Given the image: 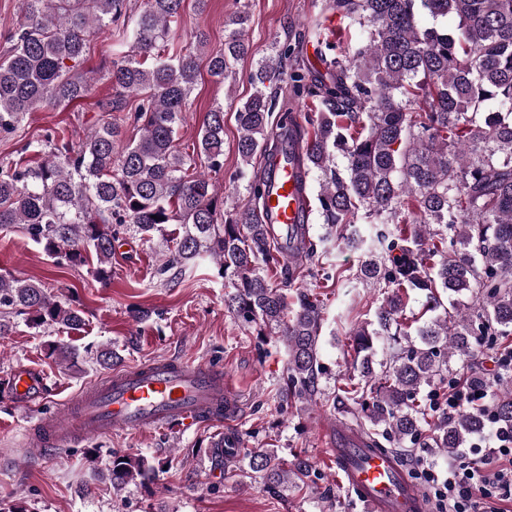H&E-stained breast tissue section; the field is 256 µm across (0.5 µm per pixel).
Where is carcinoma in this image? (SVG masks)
<instances>
[{"mask_svg":"<svg viewBox=\"0 0 512 512\" xmlns=\"http://www.w3.org/2000/svg\"><path fill=\"white\" fill-rule=\"evenodd\" d=\"M185 0H21L10 52L0 58V133L13 134L27 113L86 97L92 78L80 70L87 42L104 31L128 42L112 62L114 94L99 104L98 127L79 140L52 130L25 145L41 157L0 166V227L20 224L45 253L71 266L96 257L104 283L119 235H155L171 243L164 275L207 256L231 292L225 307L241 323L275 330L288 351L279 381L284 400H310L322 373L324 303L303 289L287 293L293 272L284 246L260 219L264 177L248 181L250 199L224 213L217 180L224 173V107L209 112L192 150L179 148L177 130L201 65L219 83L236 77L249 53L243 32L249 15L225 23L224 43L172 52V26ZM324 9L354 27L347 51L336 56L329 82L307 69L288 74L292 96L312 100L306 125L273 94L288 45L250 73L252 93L235 112L239 176L259 155H273L292 131L305 139L300 164L318 180L323 234L319 242L298 224L310 264L346 224H378L376 239L392 252L388 264L368 262L353 274L381 288L374 320L351 332L353 365L362 382L348 383L333 409L354 415L356 427L382 448L395 437L411 448L453 452L483 429L477 413L426 423V388L448 380L449 360L468 356L480 336L512 335V0H325ZM452 17L456 26L437 24ZM136 95L138 141L122 139L112 113ZM426 107L416 112V100ZM283 275L272 282L268 271ZM422 297L416 340L405 331L410 296ZM0 310L32 328L78 331L85 312L47 294L39 282L0 274ZM499 424L512 427V377L501 380L494 404ZM224 464L247 462L277 493L288 480L305 484L309 465L285 470L271 448L224 452ZM154 471L148 458L119 455L105 477L116 492Z\"/></svg>","mask_w":512,"mask_h":512,"instance_id":"carcinoma-1","label":"carcinoma"}]
</instances>
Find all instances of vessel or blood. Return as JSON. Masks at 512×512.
<instances>
[{
	"mask_svg": "<svg viewBox=\"0 0 512 512\" xmlns=\"http://www.w3.org/2000/svg\"><path fill=\"white\" fill-rule=\"evenodd\" d=\"M302 151L301 143H289L285 156L271 164L264 219L281 231L306 221L299 193L305 175L297 163ZM10 382L19 406L42 400L45 377L39 370L17 368ZM236 414L223 368L154 359L113 372L72 396L61 411L45 412L35 441L38 447L54 448L117 433L228 424ZM336 441L334 459L347 489L372 512H424V499L395 453L371 447L366 438L343 427L337 428Z\"/></svg>",
	"mask_w": 512,
	"mask_h": 512,
	"instance_id": "1",
	"label": "vessel or blood"
}]
</instances>
